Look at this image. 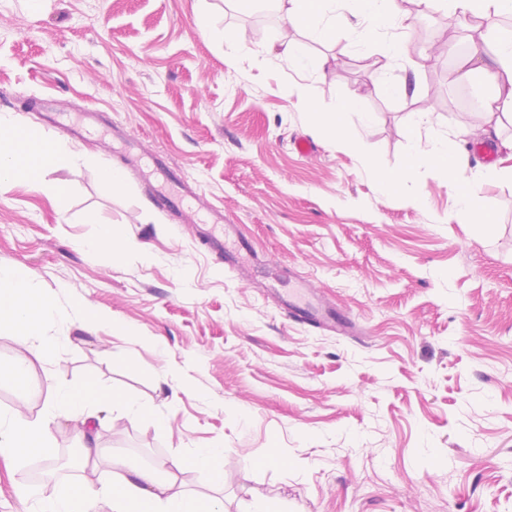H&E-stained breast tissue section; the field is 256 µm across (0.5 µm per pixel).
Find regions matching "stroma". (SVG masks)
<instances>
[{
  "mask_svg": "<svg viewBox=\"0 0 512 512\" xmlns=\"http://www.w3.org/2000/svg\"><path fill=\"white\" fill-rule=\"evenodd\" d=\"M198 2L51 0L35 13L0 0V113L37 139L49 129L25 100L100 111L364 333L290 322L135 178L112 192L81 164L44 171L71 189L62 214L31 180L15 181L0 189V265L54 298L68 336L42 361L0 334V414L37 417L59 387L91 382L152 411L132 422L107 403L90 420L59 417L48 460L90 446L95 462L46 476L31 457L0 461V512H34L16 491L24 481L47 497L83 482L97 512H112L104 488L123 467L153 463L191 494L223 498L224 512L258 499L274 512H512V180H483L487 163L471 154L489 233L457 222V184L429 167L395 195L376 177L404 165L413 133L476 121L459 103L472 86L427 57V33L455 36L446 7L406 0L418 24L397 35L421 56L380 74V48L364 53L354 35L297 33L331 58L302 97L272 60L279 16L208 0L219 43L197 30ZM351 92L372 126L354 119L345 138L315 137L308 102L332 112ZM298 138L314 152L298 155ZM104 224L113 245L90 252ZM76 297L108 322L83 325ZM21 359L22 388L8 371ZM214 446L223 486L169 464Z\"/></svg>",
  "mask_w": 512,
  "mask_h": 512,
  "instance_id": "obj_1",
  "label": "stroma"
}]
</instances>
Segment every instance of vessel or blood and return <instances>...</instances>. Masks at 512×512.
Masks as SVG:
<instances>
[{
    "label": "vessel or blood",
    "mask_w": 512,
    "mask_h": 512,
    "mask_svg": "<svg viewBox=\"0 0 512 512\" xmlns=\"http://www.w3.org/2000/svg\"><path fill=\"white\" fill-rule=\"evenodd\" d=\"M41 107L49 114L50 126L62 128L77 139L84 138L89 127L99 119L97 112L87 111L63 123L54 112L53 101L42 100ZM123 158L129 170L141 173L149 200L165 211L172 221L179 224L188 222L190 215L185 200L189 197L195 199L199 209L206 211L210 223L209 228L197 229L196 235L200 242L223 255L225 262L236 268L243 280L261 281L264 296L273 299L289 321L341 336H352L359 332V323L327 302L308 280L287 273L283 265L273 266L258 259L251 244L240 234L236 225L226 219L222 211L211 208L205 198L199 196L164 160L154 158L152 170L145 173L141 170L140 158L134 147H127Z\"/></svg>",
    "instance_id": "vessel-or-blood-1"
}]
</instances>
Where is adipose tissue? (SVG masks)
<instances>
[{
    "instance_id": "obj_1",
    "label": "adipose tissue",
    "mask_w": 512,
    "mask_h": 512,
    "mask_svg": "<svg viewBox=\"0 0 512 512\" xmlns=\"http://www.w3.org/2000/svg\"><path fill=\"white\" fill-rule=\"evenodd\" d=\"M344 2V10H337V2ZM236 9L253 12L275 6L282 14L283 24L277 34V51L273 56L280 67L319 75L328 65L324 55L303 52L293 37L294 31L326 24L327 27H345L356 32L361 45L379 40L382 32L393 31L408 24L411 15L400 0H232ZM448 16L453 20L475 18L483 31L476 40L462 47L464 78L479 77L485 89L480 99L478 114L482 125L499 126L504 112H512V32L503 33L500 21L512 17V0H448ZM313 131L316 136L336 140L343 137L351 118H358L361 126H370L372 113L362 111L360 99L350 94L336 101V109L323 111L316 103H309ZM472 134L462 128L453 133H439L428 138L413 135L408 159L397 171H381L377 177L386 193L398 192L410 174L422 166H430L453 180H464L457 195L456 217L459 223L478 220L489 224L476 183L465 181L469 168V154L464 145ZM79 157L64 140L46 138L35 140L17 126L15 116L0 113V186L17 179L36 176L44 167L65 168L78 164ZM56 321L54 299L30 282L21 280L15 271L0 266V324H8L15 342L39 359L51 356L66 338L59 335L45 338L42 326ZM120 407L129 419L145 415L147 407L139 401L116 395L108 387L88 384L82 389H65L47 403L44 412L30 420L17 414L0 418V459L14 463L39 455L48 449L49 423L62 409L76 407L90 409L102 403ZM23 498L40 503V512H91L93 494L83 485H73L64 495L43 497L39 487L21 484ZM112 512H224V503L213 496H192L172 482H163L155 466L132 468L129 474L119 476L108 491Z\"/></svg>"
}]
</instances>
